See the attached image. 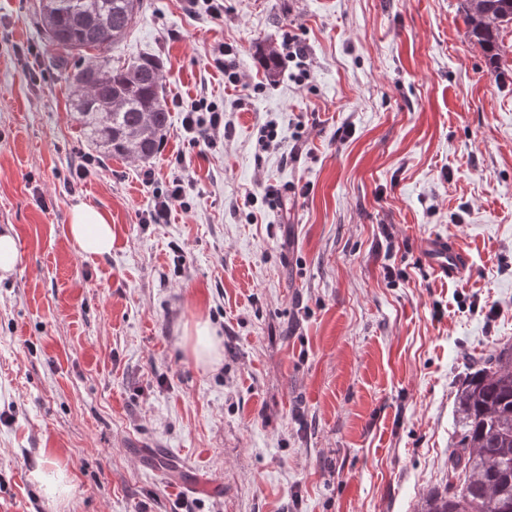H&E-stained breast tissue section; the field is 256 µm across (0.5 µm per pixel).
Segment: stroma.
I'll return each mask as SVG.
<instances>
[{"label": "stroma", "mask_w": 512, "mask_h": 512, "mask_svg": "<svg viewBox=\"0 0 512 512\" xmlns=\"http://www.w3.org/2000/svg\"><path fill=\"white\" fill-rule=\"evenodd\" d=\"M460 3L144 0L111 50L162 67L169 127L144 163L89 146L80 59L51 64L39 0H0V229L20 252L0 279V512H414L443 488L457 392L512 345V28L491 74ZM201 96L224 106L212 147L183 130ZM177 177L187 207L145 223ZM79 202L110 214L111 254L68 238ZM434 237L467 252L462 278L427 264ZM201 316L213 369L181 346ZM45 459L67 500L32 481ZM231 48L229 46L219 47L215 52L212 59L215 67L224 70V78L227 82L234 87L242 82L240 74L236 71V66L233 60L226 59V56L231 55ZM224 57V58H223ZM242 84V83H241ZM32 478L45 497L63 500L70 495L72 485L66 471L55 461L48 460L32 472Z\"/></svg>", "instance_id": "1"}]
</instances>
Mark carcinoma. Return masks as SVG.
Wrapping results in <instances>:
<instances>
[{
	"label": "carcinoma",
	"instance_id": "1",
	"mask_svg": "<svg viewBox=\"0 0 512 512\" xmlns=\"http://www.w3.org/2000/svg\"><path fill=\"white\" fill-rule=\"evenodd\" d=\"M142 7L143 0H40L39 19L56 65L87 55L72 82L88 141L109 156L148 161L168 127L161 65L150 58L115 64L107 56ZM461 10L486 68L499 71L500 32L512 27V0H462ZM457 405L448 483L424 494L417 512H512V346L479 359Z\"/></svg>",
	"mask_w": 512,
	"mask_h": 512
}]
</instances>
